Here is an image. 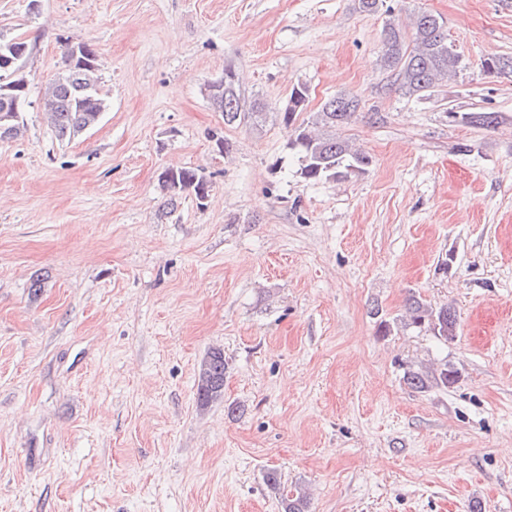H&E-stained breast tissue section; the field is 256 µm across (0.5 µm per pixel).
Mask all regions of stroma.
Here are the masks:
<instances>
[{"label":"stroma","instance_id":"35a3bbf8","mask_svg":"<svg viewBox=\"0 0 512 512\" xmlns=\"http://www.w3.org/2000/svg\"><path fill=\"white\" fill-rule=\"evenodd\" d=\"M385 3L446 21L455 81L403 95L355 0H0L31 49L0 141V512H282L272 469L310 512H512V77L481 68L512 56V0ZM69 37L107 109L62 141L39 91ZM228 69L271 109L357 96L339 133L372 166L306 181L291 129L214 109ZM180 168L205 203L167 205ZM413 295L455 309L454 341L402 326ZM442 361L452 387L405 383ZM164 173L170 176L171 186H174L173 190L167 191L169 194L167 205L174 206L181 195L186 191H192L196 199L201 204L204 201L203 200L201 202V200L208 196L211 187L210 182L204 172L201 170L181 168L176 170H168ZM226 365L224 353L221 350L208 352L207 356L201 361L195 393L199 407H207L223 397Z\"/></svg>","mask_w":512,"mask_h":512}]
</instances>
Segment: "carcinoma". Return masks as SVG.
<instances>
[{
    "instance_id": "obj_1",
    "label": "carcinoma",
    "mask_w": 512,
    "mask_h": 512,
    "mask_svg": "<svg viewBox=\"0 0 512 512\" xmlns=\"http://www.w3.org/2000/svg\"><path fill=\"white\" fill-rule=\"evenodd\" d=\"M382 32L380 67L393 72L399 90L406 96L423 97L437 85L456 79L465 64L462 57L448 44V31L443 18L420 12L411 19V33L394 18L392 11L385 10ZM29 53L28 43L18 37L6 39L0 36V59L12 60L9 67L0 65V88L8 87L11 97L25 105L29 84L24 70V59ZM483 70L489 75L512 74V57L498 56L484 60ZM100 84L99 67L95 51L85 45L84 55L78 60L65 53L61 69L50 79L42 92L45 106L41 108L48 125L60 140H71L89 124L98 125L107 104L100 94L90 96L86 87ZM212 106L224 111V124L263 121L266 106L255 102L246 107L241 103L236 86L227 85ZM359 101L350 95H339L324 101L312 120L296 123L299 112L290 110L279 113L282 123L294 127L291 146L297 149L301 162V174L309 181L340 179L350 174H363L372 164V157L355 149L348 140L336 135V129L349 123L357 112ZM466 122L491 127L498 124L496 112H469L462 116ZM171 185L167 204L173 206L186 191L194 193L197 200L208 196L210 182L199 169L181 168L168 170ZM405 325L424 327L443 342L452 341L457 333V316L453 307L446 304L432 307L412 296L407 300ZM226 362L224 353L212 350L201 361L198 369L196 402L206 407L223 397ZM403 379L413 389L428 392L446 389L458 381V372L444 361L429 367L408 368ZM283 512H309V500L302 490L281 498Z\"/></svg>"
}]
</instances>
